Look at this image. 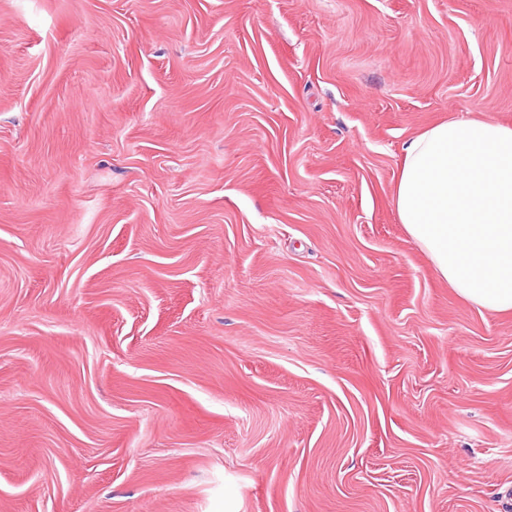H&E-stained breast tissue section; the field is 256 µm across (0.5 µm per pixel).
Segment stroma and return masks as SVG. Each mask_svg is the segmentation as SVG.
<instances>
[{"label":"stroma","instance_id":"obj_1","mask_svg":"<svg viewBox=\"0 0 512 512\" xmlns=\"http://www.w3.org/2000/svg\"><path fill=\"white\" fill-rule=\"evenodd\" d=\"M512 127V0H0V512H512V312L400 223Z\"/></svg>","mask_w":512,"mask_h":512}]
</instances>
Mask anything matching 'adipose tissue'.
Here are the masks:
<instances>
[{
    "label": "adipose tissue",
    "mask_w": 512,
    "mask_h": 512,
    "mask_svg": "<svg viewBox=\"0 0 512 512\" xmlns=\"http://www.w3.org/2000/svg\"><path fill=\"white\" fill-rule=\"evenodd\" d=\"M406 233L464 301L512 311V128L451 120L407 141L393 193Z\"/></svg>",
    "instance_id": "ef3b65f1"
}]
</instances>
